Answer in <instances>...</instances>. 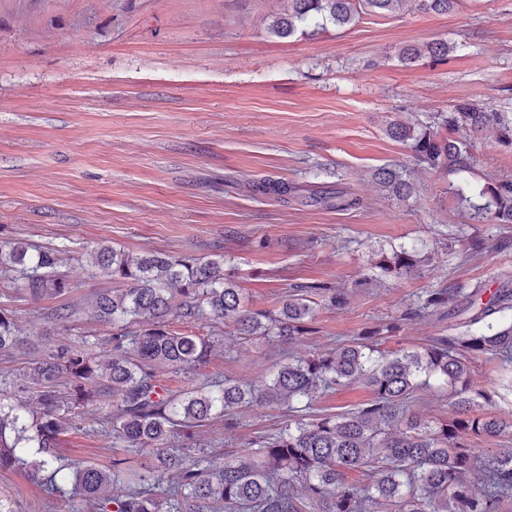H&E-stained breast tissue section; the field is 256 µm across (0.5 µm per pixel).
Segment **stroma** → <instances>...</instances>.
<instances>
[{
	"label": "stroma",
	"instance_id": "1",
	"mask_svg": "<svg viewBox=\"0 0 512 512\" xmlns=\"http://www.w3.org/2000/svg\"><path fill=\"white\" fill-rule=\"evenodd\" d=\"M289 0H0V242L61 250L70 322L51 321L56 302L26 295L0 275V309L27 350L0 356V379L47 349L102 340L112 328L82 308L112 287L83 256L105 242L129 254L157 251L224 258L249 308L279 307L299 285L344 289L342 307H319L300 342L239 339L229 324L198 381L258 380L288 358L324 351L395 325L388 349L418 350L445 336L472 289L490 297L512 280V224L479 223L458 202L487 183L512 181V148L471 141L466 172L430 170L385 133L398 118L430 126L459 102L512 113V0H461L446 14L413 7L271 34ZM447 41L442 59L406 63L407 46ZM408 179L399 199L374 180L380 168ZM287 182V200L256 182ZM344 190L346 211L323 200ZM479 240L481 252L470 244ZM419 262L402 277L373 266L399 246ZM453 297L416 315L421 296ZM473 369L484 411L512 414L503 382L512 367L483 356ZM363 385L317 397L307 418L365 403ZM289 421L284 407L236 409L195 429L189 450L210 449L212 468ZM68 460L111 466L126 457L86 423L64 436ZM0 498L14 512H86L80 498H49L22 472H0Z\"/></svg>",
	"mask_w": 512,
	"mask_h": 512
}]
</instances>
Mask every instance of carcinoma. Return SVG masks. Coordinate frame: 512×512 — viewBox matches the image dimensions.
Here are the masks:
<instances>
[{
    "label": "carcinoma",
    "instance_id": "obj_1",
    "mask_svg": "<svg viewBox=\"0 0 512 512\" xmlns=\"http://www.w3.org/2000/svg\"><path fill=\"white\" fill-rule=\"evenodd\" d=\"M459 0H291L274 33L287 37L301 24L329 20L347 26L360 13L385 14L413 3L421 11L447 13ZM442 58L448 43L410 46L402 57ZM451 132L473 135L494 130L498 142L512 146V114L469 103L455 105L443 119ZM392 139L405 143L431 169L470 166L467 141L429 127L416 130L393 120ZM375 180L401 197L413 187L398 172L380 168ZM255 190L288 196V184L264 180ZM465 198L472 217L512 224V182L489 184ZM358 198L338 190L327 203L338 211ZM417 249L400 247L377 263L382 273L402 276L417 264ZM87 261L123 287L89 298L93 315L117 328L103 359L87 341L58 347L30 363L20 383L0 388V471H22L51 496L67 491L93 504V512H507L512 506V452L478 454L465 439L496 438L512 429V417L474 412L482 386L472 360L492 355L512 364V289L500 288L488 301H469L457 336H441L420 351H386L382 332L279 366L257 382L214 381L176 393L160 376L188 373L206 364L214 341L193 331L210 318L230 320L240 336H273L298 341L315 315V297L337 307L346 302L339 289L300 286L276 310H251L241 289L224 273V256L145 252L132 256L100 245ZM62 258L53 249L0 244V273H16L35 300L61 299L49 319L70 320L79 305L67 300L70 284L58 271ZM176 313L186 331L171 329ZM24 341L12 318L0 310V356L20 350ZM436 380L450 388L454 417L434 425L411 411L415 392ZM362 384L369 402L353 411L305 420L313 396ZM285 405L298 419L252 443L244 453L209 468V452L176 446L197 427L227 416L238 406ZM112 434L127 450L148 462L115 458L112 467L85 461L61 463L57 448L74 420ZM350 471L367 483L346 482ZM301 486L303 494L296 493Z\"/></svg>",
    "mask_w": 512,
    "mask_h": 512
}]
</instances>
